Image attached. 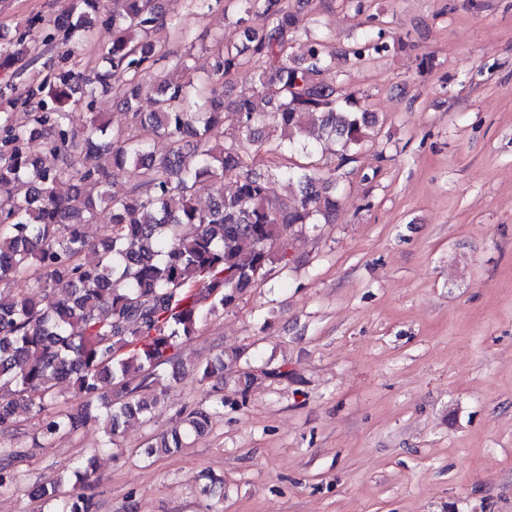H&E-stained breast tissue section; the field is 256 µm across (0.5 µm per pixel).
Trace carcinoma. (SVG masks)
<instances>
[{
    "label": "carcinoma",
    "mask_w": 512,
    "mask_h": 512,
    "mask_svg": "<svg viewBox=\"0 0 512 512\" xmlns=\"http://www.w3.org/2000/svg\"><path fill=\"white\" fill-rule=\"evenodd\" d=\"M110 2L72 0L53 21V39L64 47L108 30L93 70L79 78L60 71L23 98L12 84L0 86V433L36 418L38 436L52 440L100 423L104 448L117 445L124 424L147 421L163 399L158 367L178 363L184 342L209 316L263 281L272 264L288 263L295 226L330 223L339 176L319 177L314 162L293 157H310L309 139L326 137L339 144L346 165L377 123L354 94L321 79L334 57L321 35L305 30L304 58L290 56L300 21L285 0H239L237 36L214 35L210 69L197 82L185 56L164 78L149 80L165 59L152 33L183 32L158 0ZM397 44L404 41L368 34L353 56H383ZM242 69L249 88L224 99V80ZM114 82L126 115L117 127L92 111ZM144 95L149 112L138 107ZM226 112L236 114L240 134L230 145L210 138ZM266 154L285 163L255 172ZM125 173L133 182L115 197L112 179ZM273 176L298 185L299 194L270 196ZM204 189L215 199L200 208ZM18 281L28 292H16ZM49 295L55 301L45 306ZM240 356L221 355L196 370L221 392L232 382L242 396L260 377H290L279 367L230 379L224 359ZM64 382L78 403L56 411L53 388ZM223 409L221 398L180 412V426L151 438L145 455L183 447ZM27 455L24 446L0 448V488L16 483L15 465ZM73 474L68 493L55 479L29 494L47 512H94L79 485L94 478L96 462Z\"/></svg>",
    "instance_id": "obj_1"
}]
</instances>
